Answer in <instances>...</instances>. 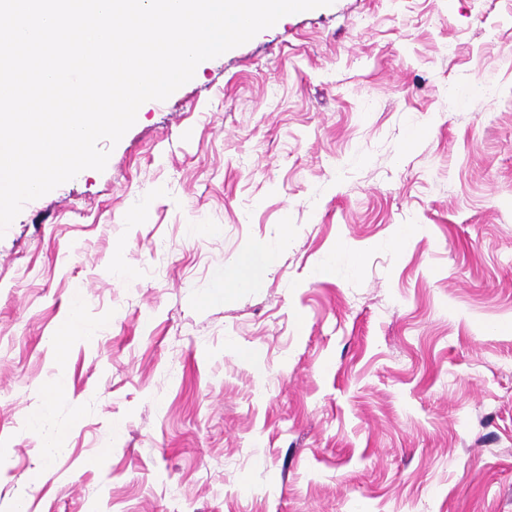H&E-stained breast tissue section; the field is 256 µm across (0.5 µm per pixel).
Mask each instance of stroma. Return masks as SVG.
<instances>
[{
    "mask_svg": "<svg viewBox=\"0 0 512 512\" xmlns=\"http://www.w3.org/2000/svg\"><path fill=\"white\" fill-rule=\"evenodd\" d=\"M99 147L0 237V512H512V0L288 15ZM278 256L276 249L268 247L261 251H248L241 254L233 263V272H224V279L219 283L216 293L206 297V301H223L232 293L251 284V273L260 268H267L274 264ZM89 329L81 316V306L77 305L70 320L62 325L56 334L57 349L60 356L66 352L73 336H88Z\"/></svg>",
    "mask_w": 512,
    "mask_h": 512,
    "instance_id": "obj_1",
    "label": "stroma"
}]
</instances>
